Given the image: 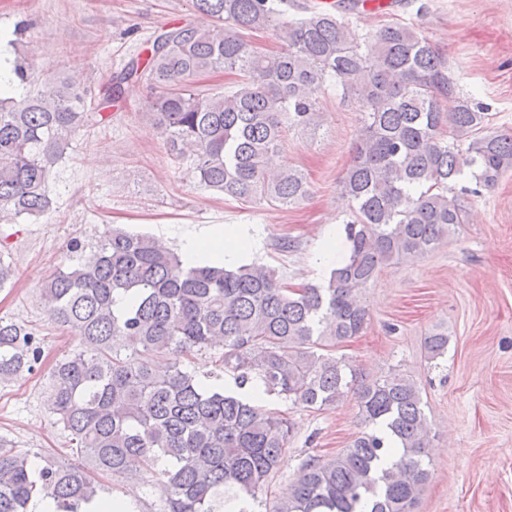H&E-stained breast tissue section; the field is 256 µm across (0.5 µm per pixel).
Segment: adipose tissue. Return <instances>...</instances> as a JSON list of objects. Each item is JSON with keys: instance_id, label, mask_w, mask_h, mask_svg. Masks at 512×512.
<instances>
[{"instance_id": "ef3b65f1", "label": "adipose tissue", "mask_w": 512, "mask_h": 512, "mask_svg": "<svg viewBox=\"0 0 512 512\" xmlns=\"http://www.w3.org/2000/svg\"><path fill=\"white\" fill-rule=\"evenodd\" d=\"M248 239L236 227H209L201 231L187 230L180 236L183 260L196 265L213 259L226 265L237 264L245 254Z\"/></svg>"}]
</instances>
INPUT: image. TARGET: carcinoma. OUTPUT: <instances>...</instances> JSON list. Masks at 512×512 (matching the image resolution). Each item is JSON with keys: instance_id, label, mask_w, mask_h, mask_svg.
Listing matches in <instances>:
<instances>
[{"instance_id": "cac0c4a2", "label": "carcinoma", "mask_w": 512, "mask_h": 512, "mask_svg": "<svg viewBox=\"0 0 512 512\" xmlns=\"http://www.w3.org/2000/svg\"><path fill=\"white\" fill-rule=\"evenodd\" d=\"M208 21L163 29L148 58L128 62L107 97L146 83L154 125L191 164L205 188L244 202L298 204L309 194L301 172L268 163L290 128H315L316 93L336 82L361 112V138L341 184L354 203L345 233L348 261L319 287H290L264 265L191 266L148 235L109 228L76 263L42 288L49 316L75 330L82 348L55 363L50 410L77 442L81 460L19 451L0 440V512H28L49 498L54 512H81L101 492L94 474L159 475L160 512H414L430 477L429 428L420 388L393 375L371 383L331 354L362 331L369 310L359 291L393 261L438 248L464 223L448 197L470 174L484 188L512 169V133L488 128L489 114L461 100L442 101L455 84L448 62L412 24L393 22L360 34L332 8L290 0H193ZM276 26L286 48L250 47L244 33ZM219 69L242 79L201 95L189 79ZM12 72L28 87L0 96V217H40L53 209L51 174L74 135L103 113L67 80L31 84L27 58ZM129 302L116 307V299ZM37 330L0 317V380L33 371L42 350ZM216 362L237 396L202 383L177 358L217 343ZM431 359L448 335L424 339ZM312 410L354 395L362 430L335 457L304 460L285 497L272 506L259 493L276 472L294 425L267 409L261 394Z\"/></svg>"}]
</instances>
